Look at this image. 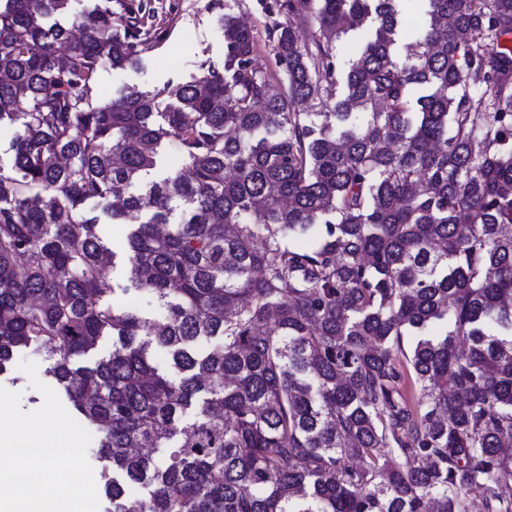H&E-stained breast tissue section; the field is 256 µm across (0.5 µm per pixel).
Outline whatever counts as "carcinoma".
<instances>
[{"mask_svg":"<svg viewBox=\"0 0 512 512\" xmlns=\"http://www.w3.org/2000/svg\"><path fill=\"white\" fill-rule=\"evenodd\" d=\"M400 2L274 0L281 93L226 16L224 72L104 103L133 3L0 0V374L53 360L106 512H512V0H421L403 49ZM173 138L188 177L118 191ZM99 209L162 319L101 301ZM61 403L63 404V406L66 408V410L72 415V413L70 412V409L68 407V405L63 402L62 400H60ZM72 417L77 421L79 422L76 417H74L72 415ZM85 429H87L90 434L92 435V440H91V443L87 449V459L89 461V463L91 464L92 468H93V473H94V480H95V484H96V489H97V493H98V497H99V502H100V506H99V512H104L106 507H107V502L103 496V493H102V479H101V470H102V462L99 461V458H98V448H97V445H98V434L97 432L91 428V427H88V426H85L83 425L81 422H79Z\"/></svg>","mask_w":512,"mask_h":512,"instance_id":"obj_1","label":"carcinoma"}]
</instances>
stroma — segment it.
<instances>
[{
    "label": "stroma",
    "mask_w": 512,
    "mask_h": 512,
    "mask_svg": "<svg viewBox=\"0 0 512 512\" xmlns=\"http://www.w3.org/2000/svg\"><path fill=\"white\" fill-rule=\"evenodd\" d=\"M140 3L141 28L155 34L156 39L143 51L140 67L100 71L97 87L102 101L112 102L132 86L157 91L192 81L205 67H223L227 53L223 20L228 15L252 21L257 55L273 88L282 89L283 72L264 32L272 0H140ZM108 278L116 289L115 305L134 308L153 319L161 317L162 311L154 298L132 288L125 265H117ZM16 358V363L0 374V385L20 392L22 411L36 410L42 405L43 397L30 387L17 363L33 361L43 373L50 362L43 352L34 350L19 352Z\"/></svg>",
    "instance_id": "stroma-1"
}]
</instances>
